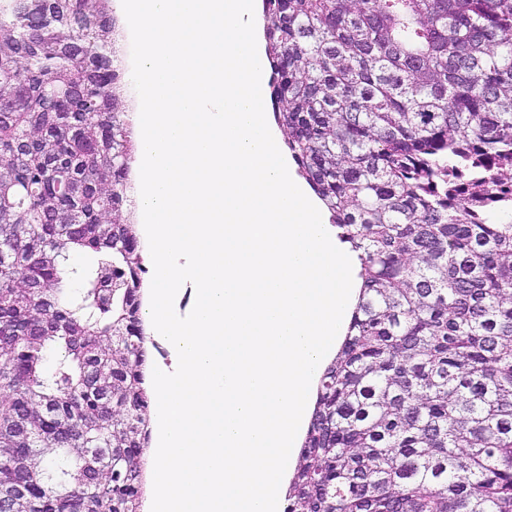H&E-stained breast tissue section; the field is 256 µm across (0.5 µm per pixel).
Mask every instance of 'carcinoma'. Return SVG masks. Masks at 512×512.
Returning a JSON list of instances; mask_svg holds the SVG:
<instances>
[{"label": "carcinoma", "instance_id": "obj_1", "mask_svg": "<svg viewBox=\"0 0 512 512\" xmlns=\"http://www.w3.org/2000/svg\"><path fill=\"white\" fill-rule=\"evenodd\" d=\"M42 2L0 0V502L142 512L118 24ZM263 29L273 118L360 279L284 512H512V0H263Z\"/></svg>", "mask_w": 512, "mask_h": 512}]
</instances>
